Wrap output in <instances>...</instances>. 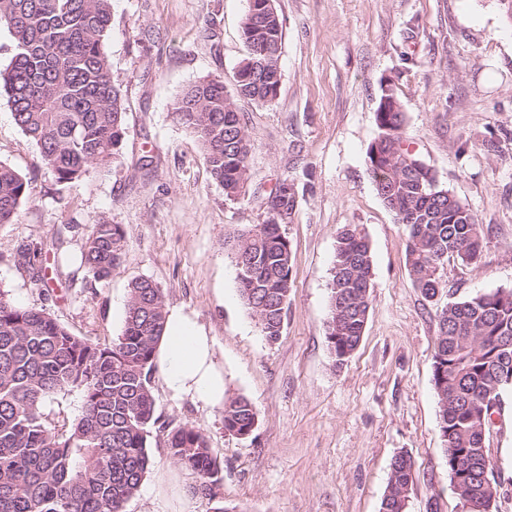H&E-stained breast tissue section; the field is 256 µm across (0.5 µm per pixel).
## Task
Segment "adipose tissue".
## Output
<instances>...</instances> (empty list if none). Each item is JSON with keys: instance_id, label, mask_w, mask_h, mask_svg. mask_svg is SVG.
I'll list each match as a JSON object with an SVG mask.
<instances>
[{"instance_id": "1", "label": "adipose tissue", "mask_w": 512, "mask_h": 512, "mask_svg": "<svg viewBox=\"0 0 512 512\" xmlns=\"http://www.w3.org/2000/svg\"><path fill=\"white\" fill-rule=\"evenodd\" d=\"M156 363L173 396L223 406L224 365L216 355L213 337L193 315L179 308L168 309Z\"/></svg>"}]
</instances>
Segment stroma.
<instances>
[{
  "label": "stroma",
  "mask_w": 512,
  "mask_h": 512,
  "mask_svg": "<svg viewBox=\"0 0 512 512\" xmlns=\"http://www.w3.org/2000/svg\"><path fill=\"white\" fill-rule=\"evenodd\" d=\"M283 25L275 100L239 99L252 142L245 195L228 199L197 140L173 121L174 99L210 76L231 82L247 55L248 0H113L105 41L126 107V135L111 169L57 183L37 146L0 99V162L29 182L17 223L0 225V290L44 308L70 332L111 341L124 327L128 287L146 278L166 307L195 316L224 362L225 397H246L258 426L224 429V410L173 396L154 378L166 426L205 436L223 479L216 498L194 493L164 429L149 437L151 465L126 512H379L393 457L414 469L408 512H460L448 477L433 386L436 308L409 275L407 232L379 197L365 152L378 135L382 84L405 112L403 137L440 184L488 231L472 268L447 266L443 301L512 289V24L498 0H274ZM291 180L298 205L282 231L293 255L283 334L268 343L237 291L225 247L265 219V199ZM121 225L125 254L95 280L81 262L98 222ZM358 225L373 259L363 340L344 365L327 347L330 283L339 231ZM24 240L42 243L49 290L8 263ZM488 446L512 512V391Z\"/></svg>",
  "instance_id": "35a3bbf8"
}]
</instances>
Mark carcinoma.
<instances>
[{
    "instance_id": "obj_1",
    "label": "carcinoma",
    "mask_w": 512,
    "mask_h": 512,
    "mask_svg": "<svg viewBox=\"0 0 512 512\" xmlns=\"http://www.w3.org/2000/svg\"><path fill=\"white\" fill-rule=\"evenodd\" d=\"M254 0L260 16L247 12L242 36L248 56L263 52L279 66L283 28L277 11ZM0 26L14 52L0 71V97L7 98L16 124L39 150L56 182L71 184L91 170L112 166L126 134L119 89L112 82L104 42L112 29V0H0ZM242 91H225L224 81L203 78L173 101V118L197 139L211 176L229 199L248 178L250 140L236 100L270 102L278 90L262 71L243 69ZM405 112L390 88H382L375 112L378 136L366 151L367 164L386 207L405 226L407 261L416 288L429 300L443 288L441 254L470 268L484 230L476 214L440 185L435 172L406 147ZM288 178L268 195L266 219L225 241L237 259L238 291L273 343L282 336L292 290L293 258L281 231L292 216L297 192ZM28 198V182L0 162V224L15 222ZM125 253L118 224L100 222L87 239L83 260L96 280H105ZM17 271L49 287L43 252L22 242L11 255ZM331 283L326 341L335 364H344L362 342L371 307V245L356 225L339 232ZM433 357V383L448 432L444 452L448 476L464 474L458 493L463 512H497L485 484L494 467L483 439L486 396L512 389V289L476 294L444 306ZM162 291L147 279L131 284L124 328L110 342L72 334L41 308L15 304L0 291V512H125L150 467L148 453L155 417L152 382L155 350L163 335ZM77 391L80 416L58 422L46 406ZM256 409L244 397L224 403V430L249 437ZM172 459L196 476L194 491L214 497L221 468L205 436L184 424L167 433ZM413 484L410 456L396 455L380 512L407 509Z\"/></svg>"
}]
</instances>
